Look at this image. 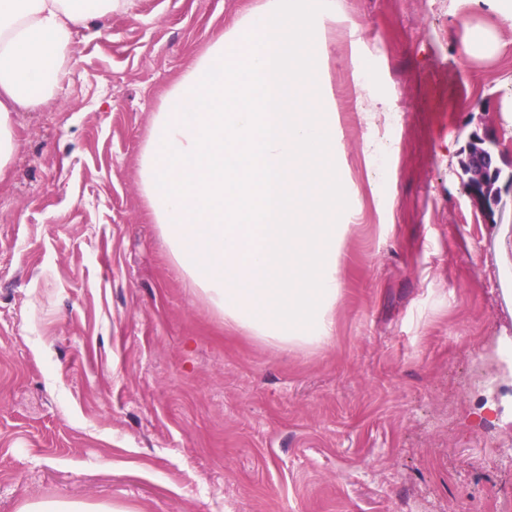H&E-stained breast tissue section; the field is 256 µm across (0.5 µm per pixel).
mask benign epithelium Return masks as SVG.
Segmentation results:
<instances>
[{
    "instance_id": "benign-epithelium-1",
    "label": "benign epithelium",
    "mask_w": 512,
    "mask_h": 512,
    "mask_svg": "<svg viewBox=\"0 0 512 512\" xmlns=\"http://www.w3.org/2000/svg\"><path fill=\"white\" fill-rule=\"evenodd\" d=\"M467 170L465 181L471 188L467 194L473 204L491 214L499 206L502 192L512 193V172L506 173L498 162L495 144L486 137L470 140L466 156L459 161Z\"/></svg>"
}]
</instances>
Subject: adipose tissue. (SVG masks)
<instances>
[{"instance_id": "adipose-tissue-1", "label": "adipose tissue", "mask_w": 512, "mask_h": 512, "mask_svg": "<svg viewBox=\"0 0 512 512\" xmlns=\"http://www.w3.org/2000/svg\"><path fill=\"white\" fill-rule=\"evenodd\" d=\"M132 2L0 0V179L16 147L14 114L53 97L75 54V29Z\"/></svg>"}]
</instances>
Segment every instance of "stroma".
I'll return each mask as SVG.
<instances>
[{
  "instance_id": "35a3bbf8",
  "label": "stroma",
  "mask_w": 512,
  "mask_h": 512,
  "mask_svg": "<svg viewBox=\"0 0 512 512\" xmlns=\"http://www.w3.org/2000/svg\"><path fill=\"white\" fill-rule=\"evenodd\" d=\"M266 0H134L77 29L0 180V512H512V166L495 0H329L314 43L348 199L330 341L229 326L172 260L140 158L165 92ZM492 58L468 53L477 28ZM371 81H364V72ZM459 166L461 171L467 170L464 181L471 185L466 190L469 198L483 212L492 214L501 202L502 192L512 193V170L507 174L504 172L498 162L495 144L490 139L474 137L470 140ZM115 512L105 504H88L85 502L52 500L31 504L23 512Z\"/></svg>"
}]
</instances>
